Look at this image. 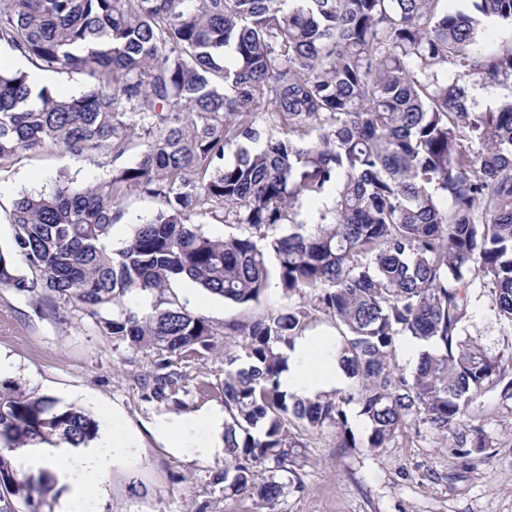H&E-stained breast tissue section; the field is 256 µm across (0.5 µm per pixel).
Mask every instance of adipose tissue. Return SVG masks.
Instances as JSON below:
<instances>
[{
    "mask_svg": "<svg viewBox=\"0 0 512 512\" xmlns=\"http://www.w3.org/2000/svg\"><path fill=\"white\" fill-rule=\"evenodd\" d=\"M286 356L287 367L279 376L280 388L286 393L312 396L329 389L345 388L348 383L336 357V341L332 337H300ZM211 424V416L203 414L191 418H164L157 428L168 436L175 450L206 457L213 448L203 430ZM135 453L132 439L116 430L90 448L31 447L24 449L20 460L27 468L49 469L68 488L63 512H89L90 505L85 499L87 488L106 484L113 467Z\"/></svg>",
    "mask_w": 512,
    "mask_h": 512,
    "instance_id": "obj_1",
    "label": "adipose tissue"
}]
</instances>
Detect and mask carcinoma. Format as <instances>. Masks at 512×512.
<instances>
[{"instance_id": "cac0c4a2", "label": "carcinoma", "mask_w": 512, "mask_h": 512, "mask_svg": "<svg viewBox=\"0 0 512 512\" xmlns=\"http://www.w3.org/2000/svg\"><path fill=\"white\" fill-rule=\"evenodd\" d=\"M444 2L0 0V47L87 80L75 95L35 94L28 71L0 63V171L24 152L118 161L140 148L102 181L62 172L52 191L14 201L1 289L49 317L78 309L116 345L149 353L144 398L179 410L181 365L212 353L217 332L175 283L249 305L273 260L282 292L307 298L224 325L241 349L224 351L213 483L226 493L282 496L296 421L354 448L346 407L356 403L370 448L395 446L411 425L484 448L480 428L461 432L471 404L490 390L512 400V359L465 336L476 285L512 336V96L484 109L475 95L478 84L512 89V39L478 49L480 20ZM474 8L512 25V0ZM132 192L164 209L114 251ZM329 194L332 207L307 226L303 200ZM198 216L236 233L211 237ZM316 313L344 329L337 356L351 387L289 395L284 349ZM402 336L428 346L409 374L395 361ZM98 433L84 409L0 380V512H53L61 493L17 451L87 447Z\"/></svg>"}]
</instances>
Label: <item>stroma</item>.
<instances>
[{
	"label": "stroma",
	"mask_w": 512,
	"mask_h": 512,
	"mask_svg": "<svg viewBox=\"0 0 512 512\" xmlns=\"http://www.w3.org/2000/svg\"><path fill=\"white\" fill-rule=\"evenodd\" d=\"M111 169L103 154L82 160L61 153L19 155L0 172V248L11 246L9 214L20 195L50 191L61 170L77 182L92 183L107 178ZM163 207L157 198L136 192L127 196L124 216L112 229L113 247H121L135 225ZM173 291L219 331L227 323L282 313L303 302L302 296L283 294L274 282L259 302L248 306L226 302L188 281ZM466 327L490 354L512 356L491 302L481 293L473 295ZM0 358L11 364L7 378L87 410L101 432L111 431L117 420L136 436L138 456L115 470L103 489L93 490L98 512H512V401H503L495 391L478 400L471 417L472 424L483 426L489 445L467 455L449 443L416 435L411 427L401 447L366 448L369 424L354 405L346 415L356 447H337L329 431L296 428L302 447L294 468L302 484L289 486L268 508L246 495L225 494L213 483L224 461L223 423L215 425L217 451L207 458L173 452L157 430L163 418L223 411V350L184 364L189 393L183 412L143 398L138 379L150 368L146 353L115 345L82 312L61 319L42 316L27 296L0 289Z\"/></svg>",
	"instance_id": "stroma-1"
}]
</instances>
